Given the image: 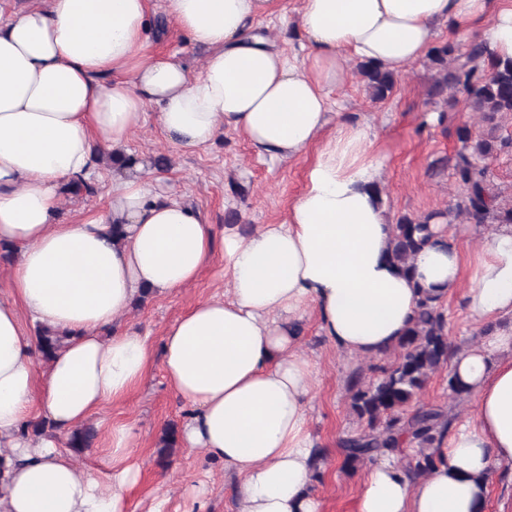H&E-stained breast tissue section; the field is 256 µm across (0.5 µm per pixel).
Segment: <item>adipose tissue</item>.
Listing matches in <instances>:
<instances>
[{"label": "adipose tissue", "mask_w": 512, "mask_h": 512, "mask_svg": "<svg viewBox=\"0 0 512 512\" xmlns=\"http://www.w3.org/2000/svg\"><path fill=\"white\" fill-rule=\"evenodd\" d=\"M163 4L205 52L197 75L150 50L148 0H34L0 22V243L19 250L0 296V512H128L140 477L126 462L130 428L106 433L104 482L82 474L59 439L139 384L149 338L114 326L144 290L194 280L214 229L140 164L122 169L103 210L66 222L59 213L63 187L121 155L147 106L186 151L227 130L280 162L320 146L283 221L225 234V295L196 303L163 337L166 381L191 408L179 443L236 477L241 512H321L308 490L318 368L299 350L296 320L316 312L333 345L360 359L397 343L423 290L461 292L474 322L512 320V224L492 225L467 254L464 227L437 224L413 276L400 273L386 256L392 226L371 128L332 115L330 97L350 61L403 71L446 27L481 23V42L512 58V0H301V57L253 29L274 0ZM25 314L65 338L39 382ZM450 369L474 402L442 463L413 480L397 459H378L355 512H478L486 477L512 478V327L460 347ZM35 414L52 434L26 432Z\"/></svg>", "instance_id": "ef3b65f1"}]
</instances>
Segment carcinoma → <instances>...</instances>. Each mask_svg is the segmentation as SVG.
I'll list each match as a JSON object with an SVG mask.
<instances>
[{"mask_svg":"<svg viewBox=\"0 0 512 512\" xmlns=\"http://www.w3.org/2000/svg\"><path fill=\"white\" fill-rule=\"evenodd\" d=\"M429 59L436 69L430 96L452 109L463 96L472 111L479 113L477 133L460 126L462 143L453 159L441 158L436 165L452 166L459 194L446 212L420 217L402 216L392 224L387 258L403 273L413 269V258L433 236L432 224L442 217H463L476 224H512V191L494 187L490 164L512 142L498 132L502 122L512 120V58L495 57L480 41L466 48L449 40L434 46ZM372 100H382L395 86V74L371 63L356 67ZM42 358L50 361L62 346L63 337L42 328L38 336ZM453 348L448 340V321L441 298L420 292L415 316L397 346L394 361L371 366L376 379L365 382L357 369L347 381L350 408L362 429L339 441L342 468L355 470L381 457L413 454L406 471L412 478L430 472L441 461L439 450L453 425L451 411L440 405L416 404L430 377L446 366Z\"/></svg>","mask_w":512,"mask_h":512,"instance_id":"1","label":"carcinoma"}]
</instances>
